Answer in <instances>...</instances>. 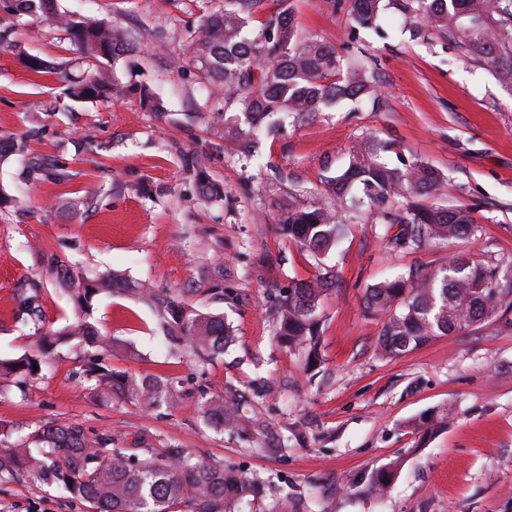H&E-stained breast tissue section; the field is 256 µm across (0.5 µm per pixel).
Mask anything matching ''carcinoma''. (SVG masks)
<instances>
[{
    "mask_svg": "<svg viewBox=\"0 0 512 512\" xmlns=\"http://www.w3.org/2000/svg\"><path fill=\"white\" fill-rule=\"evenodd\" d=\"M273 8L260 25L249 27L267 2ZM293 0H203L199 30L187 31L193 56L206 81L224 89L212 97V106L224 113V141L236 155L256 157L257 143L266 121L287 113L303 122L342 101L356 106L379 103L374 70L356 66L336 48L316 35L298 30ZM347 15L355 31L369 29L380 35L379 23L393 8L409 20L415 39L437 36L453 43L461 55L488 67L501 86L512 91V0H347ZM7 11L20 20L42 16L63 29L69 40L93 62L116 61L125 42L112 28L100 23L71 20L56 8V0H11ZM25 62L41 76L55 65L36 55ZM112 92L99 72L76 83L71 95L89 100ZM393 144L373 135L359 138L348 161L322 179L328 207L280 206L282 234L315 256H326L341 239L344 224L358 219L365 208L385 224H399L391 244L421 250L433 243L451 242L475 230L472 212L465 207L438 202L448 185V174L417 157L396 153ZM54 180L65 178L64 169L43 159L31 162ZM200 192L222 198L220 186L200 173ZM512 263L483 264L451 256L440 267L419 264L368 288L363 305L369 313L385 317L377 346L385 356L411 352L437 336L461 333L483 322L503 321L512 328ZM56 276L84 313L61 333L39 337L41 349L77 339L84 346L113 352L121 343L101 336L89 321L92 301L101 291L122 288L118 274L90 279L67 265L56 266ZM326 271L313 280L299 281L276 305L275 340L304 354L310 366L320 362V297L332 284ZM140 292L155 300L168 315V323L211 356L224 354L230 334L221 316L200 313L170 296L149 288ZM40 286L32 283L20 301L21 320L40 321ZM37 360L24 355L0 361V374L34 372ZM85 377L95 382L104 400L119 398L154 407L173 408L180 394L171 379L133 378L112 370L97 356L89 359ZM203 406L215 425L240 429L233 407L217 400ZM0 473H21L46 484H56L96 506V512H170L177 501L191 505L190 512H236V507L256 493L259 482L243 477L219 462L195 461L173 449L161 457L141 458L129 448L112 447L110 437H91L80 426L45 424L29 434L22 446L0 443Z\"/></svg>",
    "mask_w": 512,
    "mask_h": 512,
    "instance_id": "obj_1",
    "label": "carcinoma"
}]
</instances>
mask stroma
<instances>
[{"label": "stroma", "mask_w": 512, "mask_h": 512, "mask_svg": "<svg viewBox=\"0 0 512 512\" xmlns=\"http://www.w3.org/2000/svg\"><path fill=\"white\" fill-rule=\"evenodd\" d=\"M293 3L301 31L377 71L382 104L355 111L344 102L264 139L263 157L285 174L276 184L256 161L224 152V115L209 107L187 43L200 23L199 0H57L59 12L111 25L131 46L100 66L115 86L105 99H71L91 63L45 18H28L16 46L0 49V140L17 146L0 161L9 198L0 205V360L38 354L33 326L15 318L20 283L42 282L44 327L78 318L51 272L58 259L83 275L128 279L126 288L100 293L90 315L126 347L106 363L131 377L172 379L181 395L172 410L99 401L83 374L89 354L74 340L43 357L37 373L0 380V443L54 422L111 437L118 448H182L264 481L240 512H273L283 497L292 512H512V330L481 323L384 357L382 320L362 309L367 288L415 264L438 266L452 254L512 262V95L447 41L411 38L399 15H388L380 37L352 33L333 0ZM23 52L59 65L60 74L34 76ZM136 84L149 88L157 109L142 103ZM366 134L447 172L443 202L471 208L473 236L400 250L389 242L395 227L367 209L324 257L283 235L280 205L326 203L323 175L341 168ZM34 157L56 160L67 178L28 173ZM199 169L223 197L201 196ZM327 268L336 284L321 301L323 362L311 372L274 342L273 303ZM143 285L223 315L231 346L209 358L172 340L158 307L139 294ZM205 396L233 402L249 422L245 432L210 422ZM443 408V426L422 437L415 421ZM389 468L385 497L367 495ZM0 512L93 506L57 486L0 474Z\"/></svg>", "instance_id": "stroma-1"}]
</instances>
